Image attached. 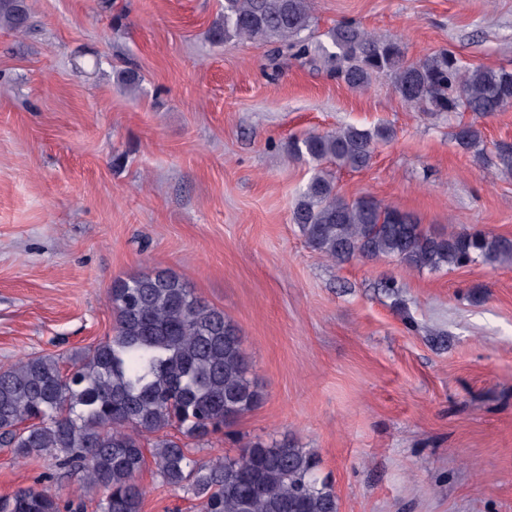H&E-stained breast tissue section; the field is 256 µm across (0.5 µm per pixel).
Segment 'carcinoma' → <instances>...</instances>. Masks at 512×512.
I'll return each instance as SVG.
<instances>
[{
    "instance_id": "cac0c4a2",
    "label": "carcinoma",
    "mask_w": 512,
    "mask_h": 512,
    "mask_svg": "<svg viewBox=\"0 0 512 512\" xmlns=\"http://www.w3.org/2000/svg\"><path fill=\"white\" fill-rule=\"evenodd\" d=\"M311 0H224L212 31L230 38L278 41L299 56L323 61L352 89L378 74L393 76L408 105L427 114H475L512 106V72L464 63L442 51L417 61L397 38H381L352 22L329 29L328 43L309 42ZM29 25L25 0H0V26ZM387 125L348 124L291 143L298 157L353 171L369 166L373 145L389 141ZM454 139L479 148L482 132L459 124ZM293 223L308 246L338 265L394 258L415 271L469 263H512V239L469 229L425 228L411 215L370 197L347 200L319 167L300 194ZM112 335L73 358L44 354L0 368V446L15 458L48 456L77 469L102 492L101 512H141L137 476L153 460L162 480L199 500L200 512H337L331 485L318 478L315 454L295 444L248 441L238 455L199 460L184 439L203 445L264 400L251 375L239 328L175 273L118 279L110 298ZM177 429L181 436L171 434ZM48 486L0 497V512H74Z\"/></svg>"
}]
</instances>
